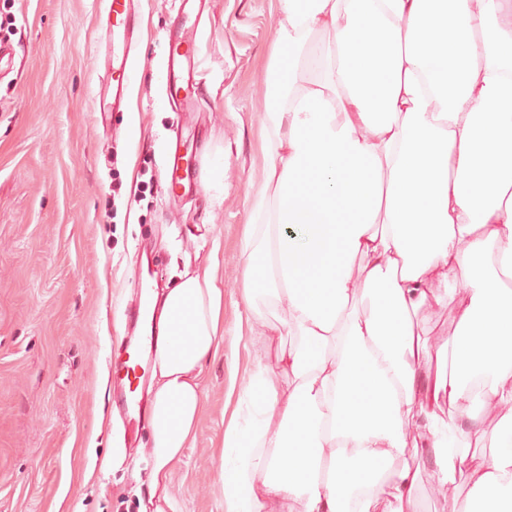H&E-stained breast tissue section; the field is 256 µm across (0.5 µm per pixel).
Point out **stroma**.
<instances>
[{"instance_id": "1", "label": "stroma", "mask_w": 512, "mask_h": 512, "mask_svg": "<svg viewBox=\"0 0 512 512\" xmlns=\"http://www.w3.org/2000/svg\"><path fill=\"white\" fill-rule=\"evenodd\" d=\"M277 0H211L199 36L204 82L196 111L164 93L172 0H140L135 65L122 111L94 110L104 76L100 0H0V512H148V421L123 424L110 364L146 325L128 322L144 264L162 286L211 270L224 294V342L204 372L197 439L170 477L176 512H221L227 410L260 346L244 348L253 316L242 291L246 201L263 174V116ZM180 132L197 189L173 201L161 186ZM224 158V191L206 186ZM127 459L112 466V451ZM417 512H451L458 477L437 494L420 449Z\"/></svg>"}]
</instances>
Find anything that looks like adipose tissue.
Returning <instances> with one entry per match:
<instances>
[{
    "label": "adipose tissue",
    "instance_id": "ef3b65f1",
    "mask_svg": "<svg viewBox=\"0 0 512 512\" xmlns=\"http://www.w3.org/2000/svg\"><path fill=\"white\" fill-rule=\"evenodd\" d=\"M278 4L243 286L263 341L295 342L224 428L222 512H415L413 430L438 491L467 479L452 512H512V0ZM154 301L150 502L172 512L223 295L206 271ZM437 309L439 346L416 320ZM429 318V326L433 328V336L435 341L442 343L448 340V336H452L455 331L454 324L448 315V310H437L433 314H427Z\"/></svg>",
    "mask_w": 512,
    "mask_h": 512
}]
</instances>
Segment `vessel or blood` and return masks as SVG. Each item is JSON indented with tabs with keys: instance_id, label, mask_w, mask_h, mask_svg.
I'll return each instance as SVG.
<instances>
[{
	"instance_id": "obj_1",
	"label": "vessel or blood",
	"mask_w": 512,
	"mask_h": 512,
	"mask_svg": "<svg viewBox=\"0 0 512 512\" xmlns=\"http://www.w3.org/2000/svg\"><path fill=\"white\" fill-rule=\"evenodd\" d=\"M104 14L99 18L104 44L105 74L97 93V110H119L128 87L130 46L127 39L137 28L138 13L134 0H103ZM177 22L166 35V97L173 111L192 112L201 79L198 71V27L203 14L202 0H176ZM192 158L182 151L181 141H174L164 164L165 182L170 197L190 192Z\"/></svg>"
}]
</instances>
